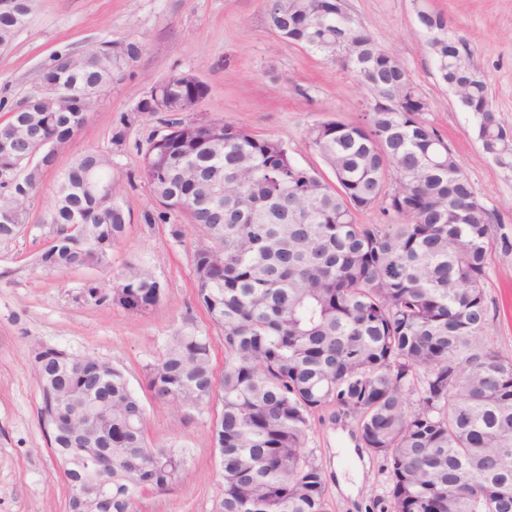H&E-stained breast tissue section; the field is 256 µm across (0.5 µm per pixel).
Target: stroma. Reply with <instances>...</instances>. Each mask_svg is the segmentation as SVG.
<instances>
[{
  "instance_id": "35a3bbf8",
  "label": "stroma",
  "mask_w": 512,
  "mask_h": 512,
  "mask_svg": "<svg viewBox=\"0 0 512 512\" xmlns=\"http://www.w3.org/2000/svg\"><path fill=\"white\" fill-rule=\"evenodd\" d=\"M351 15L386 52L399 59L430 103L428 121L447 141L477 200L498 218L496 245L486 270L488 340L512 359V172L481 148L476 120L437 80L417 5L445 16L467 39L484 75L497 122L512 130V0H347ZM29 24L0 49V121L33 94L55 54L80 53L102 41L138 39L139 58L113 81L88 112L84 127L57 153L26 206L23 226L0 240V512H68L67 481L50 446L39 409L33 351L47 345L80 358L112 363L126 375L146 414L145 433L156 448H176L186 472L173 490L149 493L136 512H212L220 482L211 438L221 406L184 412L155 400L145 385L147 365L161 361L167 342L192 322L211 342L212 366L224 369V343L195 300L192 227L161 214L140 177L142 153L162 134L161 114H141L139 101L174 73L196 76L206 94L191 118L224 120L271 138L294 163L322 167L307 138L318 122L350 123L360 116L366 90L351 73L321 55L273 34L264 0H32ZM125 126L122 146L111 132ZM112 154V181L131 222L104 268L49 271L39 264L52 240L53 188L84 152ZM155 213L145 223V213ZM184 227L173 238L172 225ZM149 271L161 284L159 303L134 313L87 298L88 285L108 286L128 267ZM351 420L314 422L308 449L325 469L333 512H374L373 485L381 461L359 451Z\"/></svg>"
}]
</instances>
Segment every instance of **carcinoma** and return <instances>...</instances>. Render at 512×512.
<instances>
[{
  "label": "carcinoma",
  "instance_id": "1",
  "mask_svg": "<svg viewBox=\"0 0 512 512\" xmlns=\"http://www.w3.org/2000/svg\"><path fill=\"white\" fill-rule=\"evenodd\" d=\"M265 12L282 40L322 52L354 45L336 62L366 85L354 123L309 128L327 179L292 162L277 141L224 121L197 129L176 115L205 93L172 74L143 114L167 107V134L148 142L141 177L156 204L187 220L223 254L192 253L195 294L221 331L224 372L215 377L209 337L187 323L165 358L146 369V387L190 414L217 397L213 430L221 484L213 512H331L324 468L306 450L312 423L329 409L353 420L358 445L383 459L379 512H512V359L485 340L490 224L446 141L427 121L429 102L405 66L380 48L346 0H279ZM29 0H0V48L29 21ZM436 75L466 86L460 103L478 118L477 137L512 170V133L490 112L488 84L469 43L439 13L418 11ZM97 46L46 69L41 81L105 91L141 55L137 40L108 59ZM54 56V59L61 58ZM14 117L32 137L84 126L58 100L20 102ZM31 142L0 150L1 167H23ZM94 168L112 176V157L87 152L59 180L51 224L57 243L40 263L57 270L101 267L125 237L130 216L102 207L85 189ZM377 207L386 224H358ZM80 226L73 243L68 227ZM162 288L130 267L112 302L140 313ZM40 417L69 482L86 496L105 485L102 512H134L145 490L167 491L185 473L182 453L153 448L145 411L123 371L54 347L34 356Z\"/></svg>",
  "mask_w": 512,
  "mask_h": 512
}]
</instances>
